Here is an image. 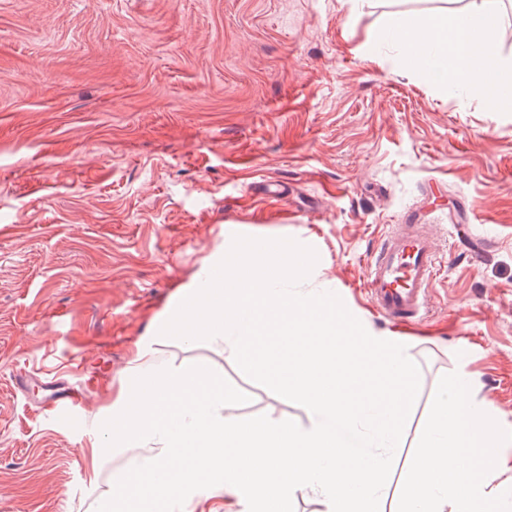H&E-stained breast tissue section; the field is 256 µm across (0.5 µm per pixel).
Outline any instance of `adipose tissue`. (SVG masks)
<instances>
[{"mask_svg": "<svg viewBox=\"0 0 512 512\" xmlns=\"http://www.w3.org/2000/svg\"><path fill=\"white\" fill-rule=\"evenodd\" d=\"M501 31L499 16L486 10L479 16H468L463 24L431 13L419 18L414 26L393 29L389 36L406 49L409 60H418L430 50L443 57L444 69L430 70L431 80L444 84L453 77L463 87L483 84L486 104L498 110L512 97V63L490 58L486 49Z\"/></svg>", "mask_w": 512, "mask_h": 512, "instance_id": "1", "label": "adipose tissue"}]
</instances>
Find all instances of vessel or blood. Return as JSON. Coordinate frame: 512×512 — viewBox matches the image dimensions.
Here are the masks:
<instances>
[{
	"label": "vessel or blood",
	"mask_w": 512,
	"mask_h": 512,
	"mask_svg": "<svg viewBox=\"0 0 512 512\" xmlns=\"http://www.w3.org/2000/svg\"><path fill=\"white\" fill-rule=\"evenodd\" d=\"M439 246L422 225L396 224L385 233L368 267L365 289L379 314L391 322L420 317L438 268ZM53 415L69 430L83 425L81 393L57 388L52 393Z\"/></svg>",
	"instance_id": "vessel-or-blood-1"
}]
</instances>
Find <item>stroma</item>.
Listing matches in <instances>:
<instances>
[{
    "label": "stroma",
    "instance_id": "stroma-1",
    "mask_svg": "<svg viewBox=\"0 0 512 512\" xmlns=\"http://www.w3.org/2000/svg\"><path fill=\"white\" fill-rule=\"evenodd\" d=\"M471 8L0 0V512H96L122 465L105 457L90 488L87 429L57 426L16 370L92 379L95 422L131 345L237 235L313 247L302 293L340 289L368 332L406 337L420 389L392 488L443 375L464 371L512 431V111L431 82L382 37ZM423 220L438 273L421 322L398 328L366 297L367 263L388 225ZM159 358L247 394L229 415L308 420L205 343Z\"/></svg>",
    "mask_w": 512,
    "mask_h": 512
}]
</instances>
